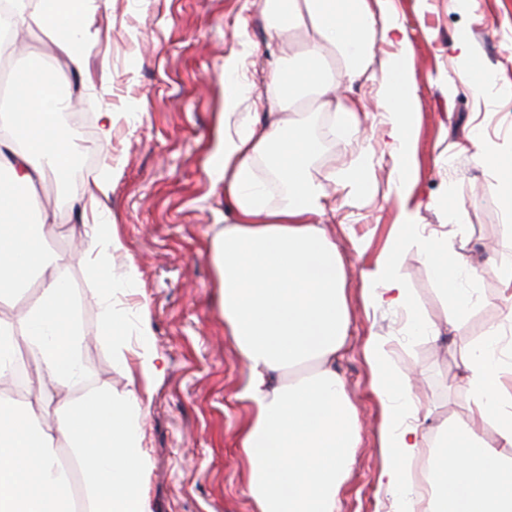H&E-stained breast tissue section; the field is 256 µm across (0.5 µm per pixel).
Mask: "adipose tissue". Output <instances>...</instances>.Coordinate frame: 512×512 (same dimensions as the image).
<instances>
[{"label":"adipose tissue","mask_w":512,"mask_h":512,"mask_svg":"<svg viewBox=\"0 0 512 512\" xmlns=\"http://www.w3.org/2000/svg\"><path fill=\"white\" fill-rule=\"evenodd\" d=\"M77 0H7L0 9V55L15 50L19 32H41L66 60L70 74H84L91 46ZM270 36L287 44L310 26L314 38L288 71L277 73L278 96L269 109H286L296 92L310 91L318 111L360 126L359 101L346 98L325 71L339 54L349 80L361 79L382 39L402 55L382 64L381 125L392 160L391 182L401 200L414 187L413 128L416 91L409 64L412 46L387 0H264ZM54 70L32 67L16 76L12 98L0 106V302L31 284L39 293L19 321L0 318V379L23 359L38 380L71 389L83 376L82 334L70 294L68 268L52 246L53 226L29 199L47 172L67 174L80 146L59 116L70 97L53 94ZM468 139L477 165L493 169L494 186L512 213V154L495 153L479 129ZM308 128L280 119L225 132L213 181L223 183L233 221L209 241L206 255L217 277L224 331L249 376L238 392L250 416L239 448L247 463L253 512H341V491L354 463L359 421L335 364L348 335L351 310L343 256L321 224L329 195L308 172ZM264 160L285 187L280 205H269L255 163ZM87 260L99 282L112 281V255L123 251L116 225L87 223ZM415 239L429 265L448 325L465 320L479 303L478 289L464 287L466 266L448 250L444 234L422 235L411 221L393 225L389 252L364 276L365 308L408 313L413 334L439 340L441 329L420 311L395 257ZM136 374L132 390L107 388L59 402L52 420L29 401L0 393V512H152L146 490L148 454L142 419L153 385L162 378L148 303L138 308ZM512 311L490 325L479 342L461 350L471 406L467 418L444 424L423 447L416 425L409 371L396 367L381 337L365 345L371 393L380 404L379 446L385 463L377 483L397 495L399 512H512V385L500 379L512 357ZM426 457L427 494L414 490L413 463Z\"/></svg>","instance_id":"1"}]
</instances>
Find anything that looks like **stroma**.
<instances>
[{
  "instance_id": "obj_1",
  "label": "stroma",
  "mask_w": 512,
  "mask_h": 512,
  "mask_svg": "<svg viewBox=\"0 0 512 512\" xmlns=\"http://www.w3.org/2000/svg\"><path fill=\"white\" fill-rule=\"evenodd\" d=\"M390 8L413 49L414 195L420 206L413 209L412 221L447 231L449 251L468 256L484 301L462 323L447 325L432 274L410 241L396 262L426 317L443 326L441 340L412 335L402 313L364 311L363 275L384 252L391 225L402 220L391 189V158L381 137L333 136L332 115L316 111L310 95L292 105L315 144L309 173L333 193L336 210L325 222L348 270L352 320L336 370L356 408L361 438L342 492V512L397 508L395 498L377 485L384 462L378 446L380 409L370 394L365 343L385 338L393 362L411 370L414 392L428 414L421 432L430 441L438 425L468 414L460 347L478 341L511 310L501 298L494 251L508 216L489 190L492 170L475 166L465 145L477 126L494 150L512 152V98L488 100L461 86L468 59L454 44L466 38L472 55L493 70L498 82L511 84L512 0H476L471 6L461 0H391ZM86 15L93 51L84 77L65 74L54 46L39 33L28 35L14 56L19 72L32 58L54 65L63 84L74 88V105L86 106L91 116L89 124L73 127L84 150L66 178H49L34 199L36 207L50 210L57 226L54 247L69 264L85 336L84 380L70 394L102 384L118 393L128 389V370L113 356L111 340L100 337V326L107 317L118 319L127 348L135 349L138 307L149 302L155 344L164 357V374L152 389L144 426L153 512H253L246 464L238 451L249 411L235 398L248 368L225 334L216 275L204 254L228 214L224 186L212 182L209 169L225 128L266 117V100L277 92L273 65L288 69L289 55L299 52L313 32L297 29L287 58L277 60L262 0H88ZM399 52L398 44L377 42L370 77L351 84L342 58H330L329 65L345 95L377 114L379 64ZM232 54L240 60L239 79L250 92L228 115L224 60ZM105 110L114 112L116 121L111 144L101 152L95 147V118ZM366 152L372 155L374 191L346 198L340 177ZM108 169L114 172L112 191L98 219L117 225L125 244L124 253L112 257V281L126 294L112 308L86 264L88 245L79 239L81 220L69 203L72 189L93 186ZM450 200L457 204L453 216L446 209ZM352 235L366 239L363 251L352 250ZM131 261L138 268L132 279L126 276Z\"/></svg>"
}]
</instances>
